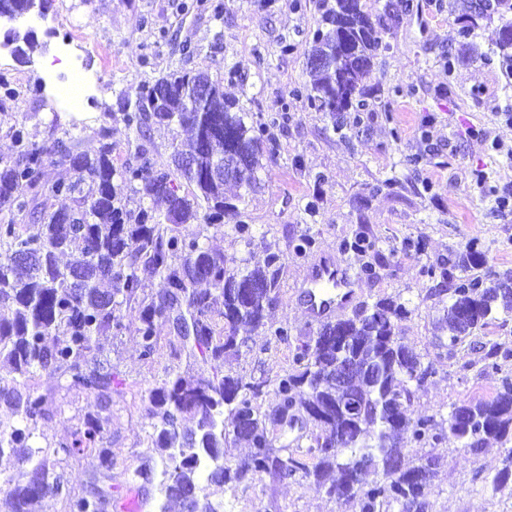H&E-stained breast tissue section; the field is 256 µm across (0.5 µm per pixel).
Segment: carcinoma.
<instances>
[{"label": "carcinoma", "mask_w": 512, "mask_h": 512, "mask_svg": "<svg viewBox=\"0 0 512 512\" xmlns=\"http://www.w3.org/2000/svg\"><path fill=\"white\" fill-rule=\"evenodd\" d=\"M32 0H0V19L28 13ZM484 17L499 15L495 49L480 54L512 72V0H479ZM381 38L360 0H334L322 14L310 54L320 53L330 64L307 67L309 106L330 121L344 124L346 114L365 105L363 79L373 66ZM37 39L20 36L11 53L31 60ZM126 127L142 139L147 126L178 125L191 134L188 148L173 146L171 163L160 162L142 144L136 161L121 171L112 164V128L97 131L100 147L89 155L73 137L56 138L48 147L27 142L22 124L12 127L17 148L9 161L0 160V211L32 219L30 224L0 222V362L16 378L0 384V402L15 417L0 422V455L17 456L18 466L0 492V512H30L48 493L59 494L63 472L48 462L38 445L39 421L54 414L49 395L28 382L46 372L83 390L92 399L84 427L77 429L66 452H95L101 469L85 494L67 500L68 512H110L116 502L112 486V452L104 446L103 425L112 413V370L100 360V337L121 326L122 307L139 309L137 329L142 356L152 357L159 345V325L173 320L179 351L200 358L197 376L186 379L170 371L162 384L149 391L146 410L152 424L153 447L167 453L184 449L164 473L165 499L183 512H219L201 486L241 483L260 473L275 481L297 475L325 485L326 494L360 512H415L423 504L439 458L422 456L408 461L397 441L406 437L419 448H434L453 436L466 454H478L490 440L512 435V374L500 379L489 399L455 406L448 419L435 414L409 415L418 388L436 373L396 333L394 321L409 313L406 304L380 299L364 304L345 319L327 321L316 335L297 344L289 368L268 379L247 381L224 372V361L245 343L240 331L265 326L266 311L278 296L281 255L271 252L262 265L230 270L224 254L205 247L199 237H186L179 228L199 218L205 228L221 227L224 218L240 216L239 205L258 185L257 172L265 154L273 152L266 122L247 121L237 103L224 97L220 84L203 72L179 71L140 85L126 98ZM230 128L245 177L233 181L240 193L229 200L226 182L215 183L209 170L224 162V128ZM185 157L193 172L181 166ZM67 164L71 181L47 183V160ZM144 197L161 198L166 212L149 207L132 212L117 197L115 174ZM192 190L179 193L177 178ZM94 191L85 194L82 185ZM67 197L72 206L52 210V198ZM26 255L31 268H19ZM148 264L160 279V291L147 295L138 275ZM448 289V308L442 317L447 341L440 346L453 357L465 343L487 348L484 370L501 371L506 359L496 345L474 339L476 331L512 316V271L486 281L479 276L442 272ZM339 364L351 367L345 386L336 385ZM273 386L277 405L261 412L258 401ZM313 425L304 455L278 444L277 432L295 428L296 413ZM189 418L194 428L180 430ZM234 437L248 443L247 456L231 464L224 459V442ZM211 466L203 471L201 460ZM375 479H368L369 473Z\"/></svg>", "instance_id": "obj_1"}]
</instances>
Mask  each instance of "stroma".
<instances>
[{
	"label": "stroma",
	"instance_id": "obj_1",
	"mask_svg": "<svg viewBox=\"0 0 512 512\" xmlns=\"http://www.w3.org/2000/svg\"><path fill=\"white\" fill-rule=\"evenodd\" d=\"M332 2L49 0L37 27L41 49L31 62L0 48V159L14 157L10 128L19 121L28 142L39 146L75 128L88 154L99 147L98 129L108 126L112 162L123 169L139 143L123 121L125 99L173 71L208 72L258 122L287 103L281 125L271 130L275 153L258 172L260 187L240 207L253 238L244 241L227 224L209 229L204 239L223 252L230 269L263 263L270 249L282 255L279 301L225 370L258 379L288 368L297 341L318 328L300 299L307 270L316 258L331 255L355 270L372 265V275L358 279L356 304L387 297L408 302L398 330L437 369L417 390L411 413L444 415L452 406L492 396L500 384L499 374L484 371L482 349L451 358L437 345L448 306L441 273L457 267L467 243L479 240L485 254L472 275L490 279L512 269V213L499 211L490 193L512 184V76L477 57L495 42L500 22L477 20L472 48L463 52L458 31L469 0H409L405 7L396 0H362L381 46L364 80L366 110L357 123L336 129L295 93L307 80V51ZM186 44L192 55L183 53ZM77 63L92 80L81 111L66 112L56 96ZM361 231L371 250H341ZM304 237L315 244L300 257L294 247ZM418 240L424 243L419 252L413 248ZM430 268L436 277L427 276ZM121 315V329L104 341L115 380L103 436L112 451V481L123 489L136 470L162 463L148 439L144 396L168 371L193 376L199 366L179 353L169 322L159 327L158 351L142 357L138 314L126 308ZM280 327L288 339L274 337ZM32 385L50 393L57 408L51 419L39 421L37 433L66 479L62 494L39 501L33 512H67L68 497L84 493L100 468L96 454L63 449L82 426L89 398L45 374ZM435 453L440 465L425 491V512H512V482L503 488L493 482L512 456L511 441L490 442L473 457L451 438ZM206 493L221 512H344L324 486L300 478L276 482L265 474L212 485Z\"/></svg>",
	"mask_w": 512,
	"mask_h": 512
}]
</instances>
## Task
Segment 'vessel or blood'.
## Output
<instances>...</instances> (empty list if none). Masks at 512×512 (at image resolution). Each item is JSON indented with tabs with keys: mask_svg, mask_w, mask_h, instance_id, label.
Returning <instances> with one entry per match:
<instances>
[{
	"mask_svg": "<svg viewBox=\"0 0 512 512\" xmlns=\"http://www.w3.org/2000/svg\"><path fill=\"white\" fill-rule=\"evenodd\" d=\"M358 278L350 267L331 260L313 265L305 298L311 314L320 320L342 311L356 293Z\"/></svg>",
	"mask_w": 512,
	"mask_h": 512,
	"instance_id": "obj_1",
	"label": "vessel or blood"
}]
</instances>
